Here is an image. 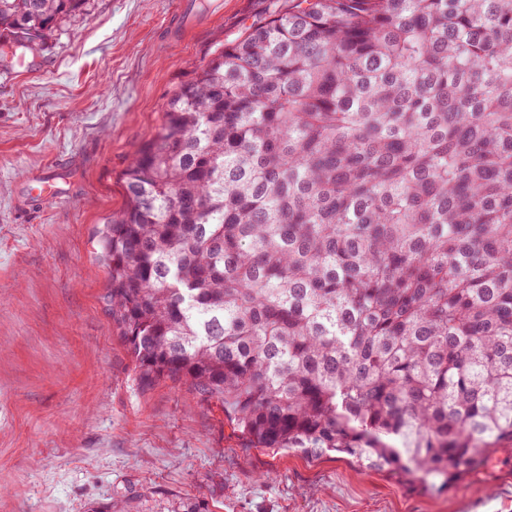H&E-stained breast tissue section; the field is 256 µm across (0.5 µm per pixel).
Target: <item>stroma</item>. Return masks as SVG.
<instances>
[{"mask_svg": "<svg viewBox=\"0 0 512 512\" xmlns=\"http://www.w3.org/2000/svg\"><path fill=\"white\" fill-rule=\"evenodd\" d=\"M85 0L34 64L0 63V512H89L133 498L207 512H512V452L451 489L410 488L336 456L245 447L221 406L138 382L97 245L125 206L131 149L172 90L277 0ZM60 168L61 201L23 202Z\"/></svg>", "mask_w": 512, "mask_h": 512, "instance_id": "1", "label": "stroma"}]
</instances>
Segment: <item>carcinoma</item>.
<instances>
[{"instance_id":"1","label":"carcinoma","mask_w":512,"mask_h":512,"mask_svg":"<svg viewBox=\"0 0 512 512\" xmlns=\"http://www.w3.org/2000/svg\"><path fill=\"white\" fill-rule=\"evenodd\" d=\"M84 3L0 0V46ZM123 179L99 244L142 386L409 486L512 447V0H288Z\"/></svg>"}]
</instances>
